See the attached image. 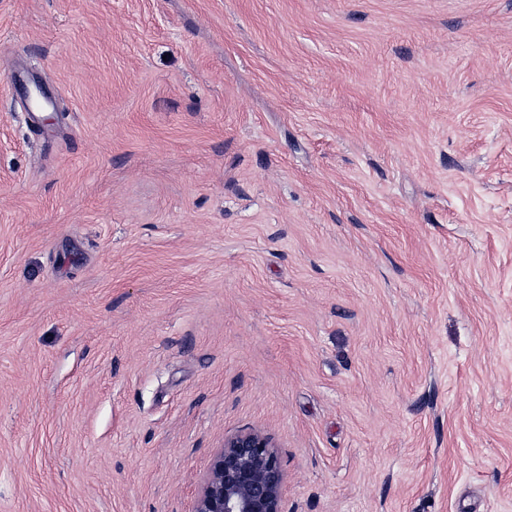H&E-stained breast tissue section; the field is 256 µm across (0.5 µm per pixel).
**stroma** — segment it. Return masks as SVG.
Segmentation results:
<instances>
[{
	"mask_svg": "<svg viewBox=\"0 0 512 512\" xmlns=\"http://www.w3.org/2000/svg\"><path fill=\"white\" fill-rule=\"evenodd\" d=\"M244 429L285 512H512V0H0V512Z\"/></svg>",
	"mask_w": 512,
	"mask_h": 512,
	"instance_id": "35a3bbf8",
	"label": "stroma"
}]
</instances>
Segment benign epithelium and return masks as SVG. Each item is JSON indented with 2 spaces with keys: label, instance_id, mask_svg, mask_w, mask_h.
Returning <instances> with one entry per match:
<instances>
[{
  "label": "benign epithelium",
  "instance_id": "1",
  "mask_svg": "<svg viewBox=\"0 0 512 512\" xmlns=\"http://www.w3.org/2000/svg\"><path fill=\"white\" fill-rule=\"evenodd\" d=\"M284 474L271 438L243 430L224 439L194 512H283Z\"/></svg>",
  "mask_w": 512,
  "mask_h": 512
}]
</instances>
